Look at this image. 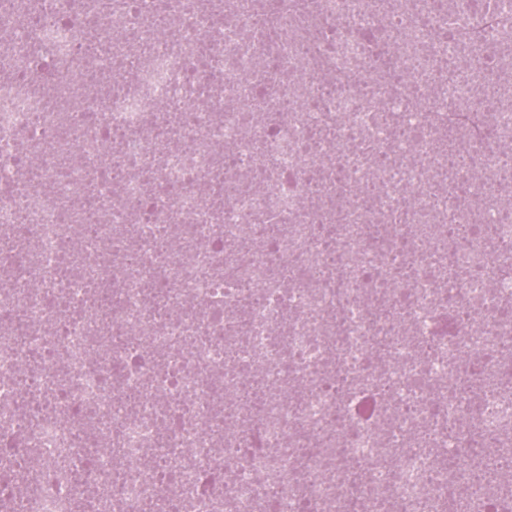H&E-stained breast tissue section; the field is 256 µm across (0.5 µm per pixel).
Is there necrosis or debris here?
<instances>
[{"label": "necrosis or debris", "instance_id": "1", "mask_svg": "<svg viewBox=\"0 0 512 512\" xmlns=\"http://www.w3.org/2000/svg\"><path fill=\"white\" fill-rule=\"evenodd\" d=\"M469 5L0 0V512H512Z\"/></svg>", "mask_w": 512, "mask_h": 512}]
</instances>
